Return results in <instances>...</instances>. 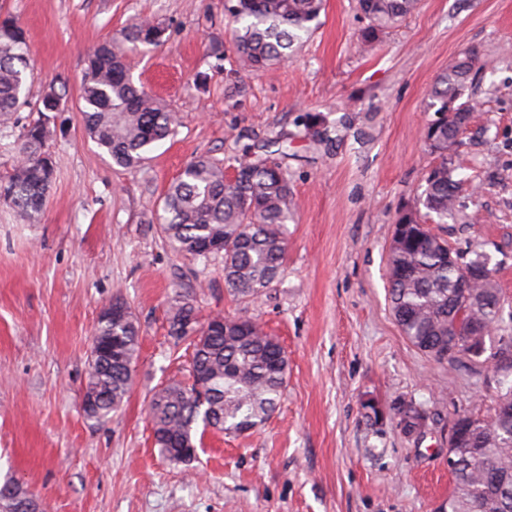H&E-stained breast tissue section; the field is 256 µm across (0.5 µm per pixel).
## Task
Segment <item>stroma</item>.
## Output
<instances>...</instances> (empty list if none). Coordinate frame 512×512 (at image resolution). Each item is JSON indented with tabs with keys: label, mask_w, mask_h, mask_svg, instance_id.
Wrapping results in <instances>:
<instances>
[{
	"label": "stroma",
	"mask_w": 512,
	"mask_h": 512,
	"mask_svg": "<svg viewBox=\"0 0 512 512\" xmlns=\"http://www.w3.org/2000/svg\"><path fill=\"white\" fill-rule=\"evenodd\" d=\"M0 13L27 33L30 101L62 96L49 115L44 211L24 221L0 204V483L23 482L43 512H436L453 487L449 428L491 413L497 375L490 362L440 363L409 342L387 263L395 217L437 163L424 140L429 91L477 48L461 207L431 230L490 257L512 335V0H420L366 50L358 0H323L320 27L262 72L236 64L224 0H0ZM144 17L164 28L163 43L130 54V73L181 124L130 171L86 135L80 92L86 54ZM201 155L276 162L293 193L283 272L247 305L225 288L222 257L175 253L155 221ZM178 294L202 323L246 312L289 363L263 427L206 430L186 465L161 456L148 417L154 391L186 374L188 356L167 336ZM118 296L140 325L139 349L121 410L99 423L81 397L98 315ZM406 406L423 411L421 431L401 427Z\"/></svg>",
	"instance_id": "35a3bbf8"
}]
</instances>
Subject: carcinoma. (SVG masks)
<instances>
[{
  "label": "carcinoma",
  "instance_id": "carcinoma-1",
  "mask_svg": "<svg viewBox=\"0 0 512 512\" xmlns=\"http://www.w3.org/2000/svg\"><path fill=\"white\" fill-rule=\"evenodd\" d=\"M225 16L233 25V49L239 64L267 70L290 57L319 24L323 0H226ZM418 0H360L369 20L361 44L371 46L376 31L413 12ZM163 30L148 20L127 26L120 39L104 41L85 58L80 100L87 136L112 163L134 169L149 159L179 126L172 108L133 82L125 51L157 47ZM24 28L11 15H0V118L28 105L33 73ZM481 69L480 54L470 49L441 73L430 92L433 113L426 144L438 162L425 178L414 205L401 210L397 224H407L403 246L390 253L387 276L393 315L404 336L436 361L455 358L471 325L496 324L500 301L479 307L468 304L455 288L462 267L482 268L490 258L458 254L448 263V243L431 232L426 219L446 224L458 211L460 180L456 179L460 135L471 119L462 100ZM61 96L53 90L39 99V118L19 134V161L13 174L0 182V201L28 220L47 201L54 164L43 151L48 130L43 119L58 112ZM292 192L282 168L252 162L230 178L224 162L209 156L190 161L170 184L158 209L162 236L177 252L200 257L206 243L222 247L224 284L248 303L258 299L281 274L286 252L285 226L292 218ZM173 346L192 347L188 381L172 380L152 395L149 415L155 446L174 465L194 460L198 423L221 432L244 434L265 423L286 386L288 357L276 337L250 318L216 315L199 328L195 340L185 334L197 325L189 302L176 298L167 309ZM140 326L132 311L126 316L98 319L93 341L99 356L88 362L84 396L94 398L87 418L105 422L118 411L132 383V364L139 346ZM512 400V373L498 378L493 414L464 416L461 443L448 448L454 487L437 512H512V416L500 412Z\"/></svg>",
  "mask_w": 512,
  "mask_h": 512
}]
</instances>
